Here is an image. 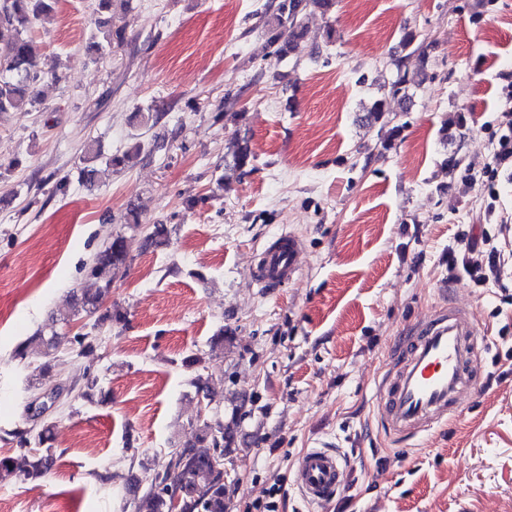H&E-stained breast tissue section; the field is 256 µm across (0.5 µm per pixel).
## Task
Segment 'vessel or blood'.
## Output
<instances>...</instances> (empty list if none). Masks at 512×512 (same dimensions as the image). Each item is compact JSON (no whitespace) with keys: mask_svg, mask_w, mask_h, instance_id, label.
<instances>
[{"mask_svg":"<svg viewBox=\"0 0 512 512\" xmlns=\"http://www.w3.org/2000/svg\"><path fill=\"white\" fill-rule=\"evenodd\" d=\"M298 242L280 235L264 252L258 280L267 288L285 285L297 267ZM486 344L469 312L448 307L414 325L399 361L380 392L379 415L388 431L417 435L447 418L471 394L469 372ZM345 460L326 444L299 459L295 484L311 504H322L341 488Z\"/></svg>","mask_w":512,"mask_h":512,"instance_id":"obj_1","label":"vessel or blood"}]
</instances>
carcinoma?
Listing matches in <instances>:
<instances>
[{
    "mask_svg": "<svg viewBox=\"0 0 512 512\" xmlns=\"http://www.w3.org/2000/svg\"><path fill=\"white\" fill-rule=\"evenodd\" d=\"M57 0H0V112H27L38 104L35 86L46 79H57L56 65L40 61L37 45L32 31L44 15L54 10ZM336 0H279L265 9L267 43L272 48L271 55L281 59L286 50L307 37L308 29L305 16L320 12L331 13ZM91 48L103 52L104 48L123 40V33L113 29L106 20H98L90 35ZM416 35L412 31L404 34L403 47L411 49L420 57L422 67L415 72L406 69V57L392 60L396 69V79L392 82V94L400 101H410L409 90L420 85L427 77L424 67L427 50L415 44ZM148 156L145 145L134 142L122 155L107 159L110 166H121ZM147 243L153 248H165L169 245V233L166 225L156 224L147 236ZM127 240L121 235L112 238L99 251L88 268L87 278L92 287L80 291L76 309L68 317L61 319L53 316L51 322L38 328L24 342L16 354L26 355L28 349H36L46 357L42 364V375L52 382L56 376L58 363L56 352L64 342L79 346L80 352L95 348L94 339L86 334L58 333L54 326L68 323L71 318L83 313L87 316L98 315V322L120 320L123 314L112 308L104 307L109 294V285L99 281L106 275L127 265ZM38 425V443L43 450L27 447L28 438L22 431L10 433L18 439L19 450L23 451L22 462L10 456L0 457V480L12 478L38 480L45 477L54 465L52 448V424L40 418ZM224 434V425L220 422H204L197 435V443L189 444L167 456L161 465L152 469L143 493H133L135 512H170V499L174 494L181 497L182 512H225L224 473L214 463L218 449L215 434Z\"/></svg>",
    "mask_w": 512,
    "mask_h": 512,
    "instance_id": "obj_1",
    "label": "carcinoma"
}]
</instances>
